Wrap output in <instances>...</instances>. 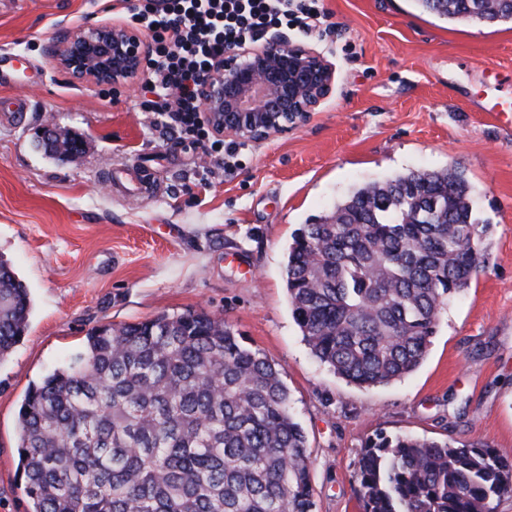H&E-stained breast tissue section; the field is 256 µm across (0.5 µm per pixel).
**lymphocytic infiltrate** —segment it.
Listing matches in <instances>:
<instances>
[{
  "instance_id": "f902f5d3",
  "label": "lymphocytic infiltrate",
  "mask_w": 512,
  "mask_h": 512,
  "mask_svg": "<svg viewBox=\"0 0 512 512\" xmlns=\"http://www.w3.org/2000/svg\"><path fill=\"white\" fill-rule=\"evenodd\" d=\"M129 24L151 30L153 52L144 105L181 139L207 144L225 168L243 144L224 143L202 116V81L230 48L257 42L270 30L329 35L335 24L324 0H123Z\"/></svg>"
}]
</instances>
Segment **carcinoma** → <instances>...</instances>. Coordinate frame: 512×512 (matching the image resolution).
Listing matches in <instances>:
<instances>
[{"label":"carcinoma","instance_id":"carcinoma-1","mask_svg":"<svg viewBox=\"0 0 512 512\" xmlns=\"http://www.w3.org/2000/svg\"><path fill=\"white\" fill-rule=\"evenodd\" d=\"M473 24H512V0H417ZM53 137L50 156L81 151ZM492 226L464 169L410 170L352 190L288 247L292 317L313 356L361 387L425 359L448 299L485 269ZM28 288L0 259V360ZM18 466L28 512H313L306 436L281 365L204 312L94 329L30 386ZM361 512H492L512 459L486 443L382 433L355 469Z\"/></svg>","mask_w":512,"mask_h":512}]
</instances>
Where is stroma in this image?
<instances>
[{"instance_id":"1","label":"stroma","mask_w":512,"mask_h":512,"mask_svg":"<svg viewBox=\"0 0 512 512\" xmlns=\"http://www.w3.org/2000/svg\"><path fill=\"white\" fill-rule=\"evenodd\" d=\"M333 43L288 31L336 68L303 126L249 143L225 173L141 107L140 87L72 81L46 54L56 37L125 19L121 0H0V50L22 84L0 86V259L26 284L28 326L0 361V512H27L18 411L31 384L87 333L206 312L278 362L311 457L315 512H360L355 463L383 433L482 442L512 459V25L476 26L416 0H325ZM27 110L1 114L14 99ZM76 136L55 161L42 131ZM150 166L157 192L125 195L110 174ZM465 169L493 234L485 270L445 309L421 366L363 388L312 356L285 287L300 224L352 189L409 170Z\"/></svg>"}]
</instances>
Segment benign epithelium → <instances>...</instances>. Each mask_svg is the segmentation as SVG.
Wrapping results in <instances>:
<instances>
[{"instance_id":"obj_1","label":"benign epithelium","mask_w":512,"mask_h":512,"mask_svg":"<svg viewBox=\"0 0 512 512\" xmlns=\"http://www.w3.org/2000/svg\"><path fill=\"white\" fill-rule=\"evenodd\" d=\"M151 42L120 23H100L51 41L48 54L70 79L134 84ZM335 67L319 52L273 34L261 45L224 53L203 81L204 120L221 137L269 140L304 125L332 92Z\"/></svg>"}]
</instances>
